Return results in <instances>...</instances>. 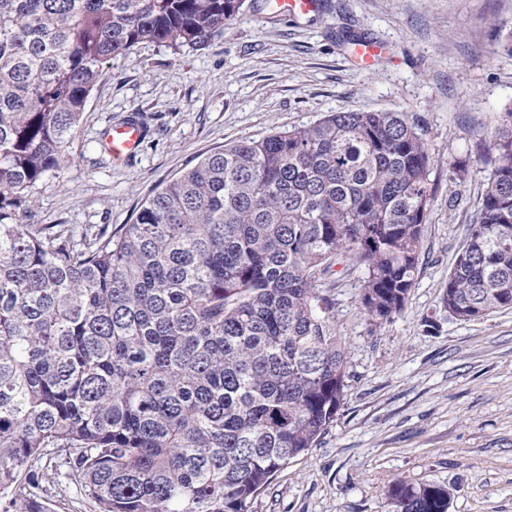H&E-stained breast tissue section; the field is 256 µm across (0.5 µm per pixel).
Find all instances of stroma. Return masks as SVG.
<instances>
[{"mask_svg":"<svg viewBox=\"0 0 512 512\" xmlns=\"http://www.w3.org/2000/svg\"><path fill=\"white\" fill-rule=\"evenodd\" d=\"M265 3L246 0L202 50L143 43L113 58L65 159L35 192L37 219L117 229L216 148L329 112L402 113L428 145L432 194L406 308L373 326L358 273L336 277L345 404L250 512H387L397 479L448 488V512H512V308L457 321L441 304L493 176L483 160L489 134L512 107V0H321L301 18ZM356 40L384 45L385 58L357 67ZM131 116L144 142L134 157L112 160L101 135Z\"/></svg>","mask_w":512,"mask_h":512,"instance_id":"stroma-1","label":"stroma"}]
</instances>
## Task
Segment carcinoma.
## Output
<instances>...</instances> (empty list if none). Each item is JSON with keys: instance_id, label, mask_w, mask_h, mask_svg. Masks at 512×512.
Listing matches in <instances>:
<instances>
[{"instance_id": "carcinoma-1", "label": "carcinoma", "mask_w": 512, "mask_h": 512, "mask_svg": "<svg viewBox=\"0 0 512 512\" xmlns=\"http://www.w3.org/2000/svg\"><path fill=\"white\" fill-rule=\"evenodd\" d=\"M245 0H0V512L66 481L96 512H249L344 406L333 267L382 324L417 274L428 146L402 113L330 112L226 145L131 224L32 222L105 66L142 43L202 48ZM441 301L512 308V108ZM388 512H448L393 482Z\"/></svg>"}]
</instances>
